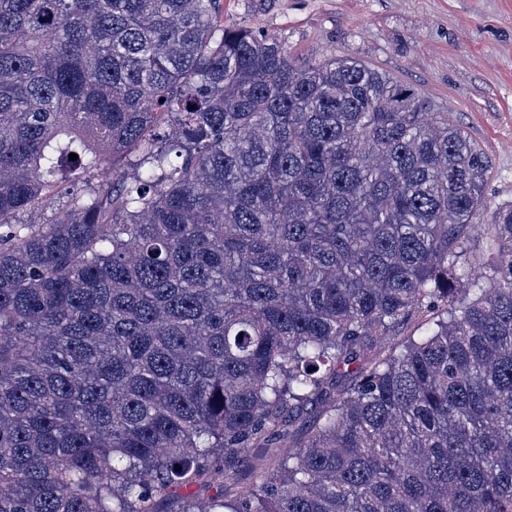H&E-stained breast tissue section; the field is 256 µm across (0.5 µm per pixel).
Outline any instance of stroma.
I'll return each instance as SVG.
<instances>
[{
    "instance_id": "obj_1",
    "label": "stroma",
    "mask_w": 512,
    "mask_h": 512,
    "mask_svg": "<svg viewBox=\"0 0 512 512\" xmlns=\"http://www.w3.org/2000/svg\"><path fill=\"white\" fill-rule=\"evenodd\" d=\"M224 25L288 39L299 60L347 55L416 87L488 155L512 201V0H221Z\"/></svg>"
}]
</instances>
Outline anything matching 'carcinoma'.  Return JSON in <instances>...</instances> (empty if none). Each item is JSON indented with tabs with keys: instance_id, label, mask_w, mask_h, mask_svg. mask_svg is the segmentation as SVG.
<instances>
[{
	"instance_id": "1",
	"label": "carcinoma",
	"mask_w": 512,
	"mask_h": 512,
	"mask_svg": "<svg viewBox=\"0 0 512 512\" xmlns=\"http://www.w3.org/2000/svg\"><path fill=\"white\" fill-rule=\"evenodd\" d=\"M219 12L0 0V512H512L488 157ZM253 474L250 467V462L247 458L239 461L237 467V481L233 485L224 486V495L239 496L241 493L247 491L252 487Z\"/></svg>"
}]
</instances>
